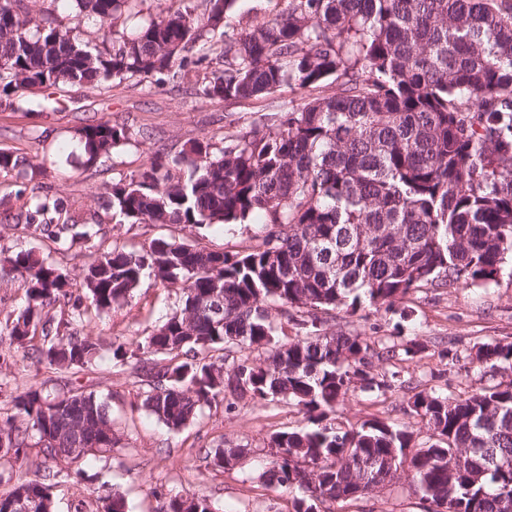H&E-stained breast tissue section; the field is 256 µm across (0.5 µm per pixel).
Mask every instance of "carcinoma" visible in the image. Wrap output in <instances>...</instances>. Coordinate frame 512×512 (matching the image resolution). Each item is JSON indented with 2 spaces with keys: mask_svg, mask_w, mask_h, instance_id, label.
<instances>
[{
  "mask_svg": "<svg viewBox=\"0 0 512 512\" xmlns=\"http://www.w3.org/2000/svg\"><path fill=\"white\" fill-rule=\"evenodd\" d=\"M100 22L116 20L135 0H68ZM236 0H172L131 36L115 31L98 50L73 29L37 19L29 0H0V82L26 103L28 81L48 90L101 80L153 75L171 82L190 65H217L202 87L209 98L246 101L288 85L304 93L297 109L264 115L219 152L190 142L172 161L157 154L138 174L109 189V204L133 223L240 224L258 214L275 226L244 253L158 238L147 247L114 246L85 270L84 297L56 265L18 252L3 259L21 278L27 305L7 326L10 344L26 349L42 329L39 349L57 369L95 361L98 344L74 327L125 302L145 277L178 290V305L135 348L120 345L112 366L147 372L143 406L179 429L231 394L238 400L288 401L306 425L270 437V466L260 479L297 488L294 512L315 499H358L384 483L391 469L426 512H503L512 499V342L473 346L471 363L501 380L450 397L419 391L407 411L428 434L382 419L342 429L335 415L355 388L386 392L399 383L397 362L414 355L407 343L373 347L360 336L324 332L327 315L362 304L392 305L414 290L464 281H497L512 261V0H287L253 28L208 34L225 26ZM335 93L325 94L329 80ZM129 139L109 120L83 127L78 142L92 165ZM30 161L0 151V173ZM27 220L40 223L58 200L21 189ZM215 279L224 281L210 297ZM72 302L64 322L48 308ZM286 314L295 336L279 338L270 309ZM267 349L233 374L214 353ZM383 372H374V365ZM0 420V458L36 454L67 461L85 419L87 436L108 433L95 454L118 442L105 401L92 392L51 396L29 389ZM58 434L41 448L40 429ZM91 475L81 466L48 472L0 496V512L20 498L35 512H53L52 489ZM156 512H209L158 491ZM102 512H127L124 496L102 499Z\"/></svg>",
  "mask_w": 512,
  "mask_h": 512,
  "instance_id": "1",
  "label": "carcinoma"
}]
</instances>
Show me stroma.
I'll list each match as a JSON object with an SVG mask.
<instances>
[{"mask_svg":"<svg viewBox=\"0 0 512 512\" xmlns=\"http://www.w3.org/2000/svg\"><path fill=\"white\" fill-rule=\"evenodd\" d=\"M210 71L199 66L186 71L183 89L141 81H101L65 85L54 94L27 91L28 106H9L0 91V150L31 160L36 175L0 174V246L9 252H33L81 282L88 265L100 254L119 246L129 250L147 247L168 237L226 253L243 252L260 243L269 230L264 218L243 224L198 227L192 224H135L108 208L102 197L106 185L138 174L155 153L173 158L188 141L211 143L222 149L226 136L248 127L259 114L292 108L301 102L298 91L282 87L247 101L196 96ZM103 120L125 127L130 139L96 164H84L76 140L82 127ZM34 183L61 203V218L92 224V239L80 237L60 242L50 234H35L25 222L26 210L15 196L18 185ZM174 289L145 279L134 296L109 312L85 323L82 335L95 341L103 355L90 368L54 370L34 357L42 335L31 340V353H8L0 366V410L10 411L12 399L29 388L49 394L71 386L102 395L119 437L110 455L92 460L95 479L61 484L54 488L55 512H96L101 497L121 493L128 512H154V490L182 497H207L216 512H293L295 490L263 484L260 473L270 456L267 442L280 431L296 428L302 415L284 402L237 401L205 410L193 422L173 431L158 422L142 405L143 389L132 369L113 368L108 356L113 346L130 344L153 332L174 306ZM328 334L363 336L383 344L413 342L416 353L401 365V378L418 390L451 396L492 384L491 375L472 367L469 352L488 338L512 342V273L482 287L454 282L445 288L425 285L397 301L391 308L368 306L349 315L337 312ZM459 359L449 362V352ZM344 426L383 419L425 439L426 431L410 415L403 393L392 390H355L338 407ZM239 447L237 466L221 469L210 464L202 451L217 445ZM321 512H424L404 478L365 497L324 503Z\"/></svg>","mask_w":512,"mask_h":512,"instance_id":"35a3bbf8","label":"stroma"}]
</instances>
